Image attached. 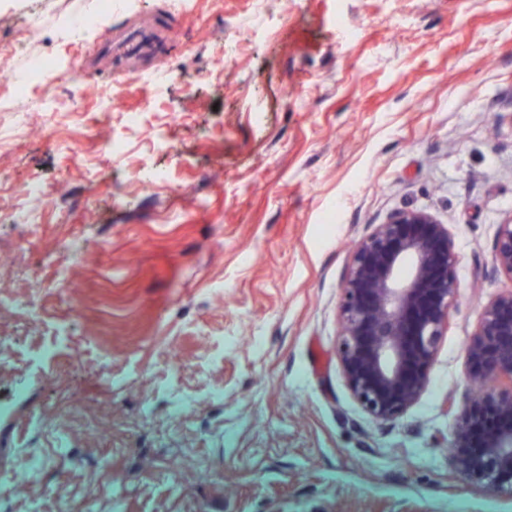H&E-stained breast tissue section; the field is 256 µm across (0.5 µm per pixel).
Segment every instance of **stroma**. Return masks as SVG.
Listing matches in <instances>:
<instances>
[{
    "instance_id": "obj_1",
    "label": "stroma",
    "mask_w": 512,
    "mask_h": 512,
    "mask_svg": "<svg viewBox=\"0 0 512 512\" xmlns=\"http://www.w3.org/2000/svg\"><path fill=\"white\" fill-rule=\"evenodd\" d=\"M150 18L161 56H104L100 27ZM0 59V132L27 123L0 205L53 190L0 224V512H512L455 468L447 411L512 288V0H0ZM406 208L447 224L458 299L383 424L345 384L338 307L354 244ZM52 192L51 188L29 184L24 194V201L10 212L0 208V223L2 224H37L41 219L40 201ZM493 270L512 280V219L499 224L492 248Z\"/></svg>"
}]
</instances>
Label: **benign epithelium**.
Instances as JSON below:
<instances>
[{
    "label": "benign epithelium",
    "instance_id": "1",
    "mask_svg": "<svg viewBox=\"0 0 512 512\" xmlns=\"http://www.w3.org/2000/svg\"><path fill=\"white\" fill-rule=\"evenodd\" d=\"M493 270L512 280V219L499 225ZM458 255L432 214L403 209L356 244L341 288L337 355L353 398L374 420L400 419L425 391L458 296ZM469 376L482 384L454 412L450 448L469 481L512 497V290L482 307L465 348ZM486 427L483 451L469 452Z\"/></svg>",
    "mask_w": 512,
    "mask_h": 512
}]
</instances>
